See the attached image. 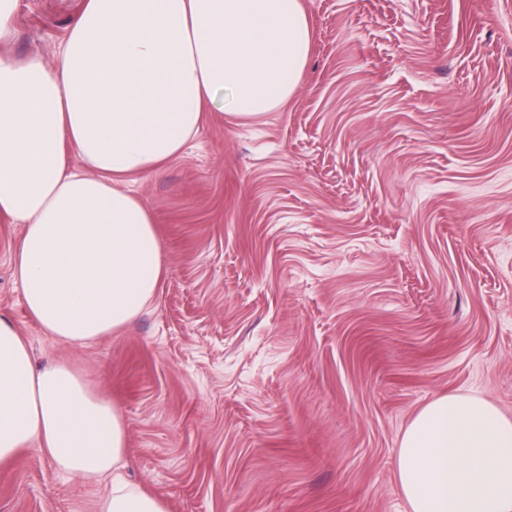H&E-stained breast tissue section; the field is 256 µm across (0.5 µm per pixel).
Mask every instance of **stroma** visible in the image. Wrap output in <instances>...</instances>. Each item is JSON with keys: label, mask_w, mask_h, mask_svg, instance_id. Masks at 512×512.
<instances>
[{"label": "stroma", "mask_w": 512, "mask_h": 512, "mask_svg": "<svg viewBox=\"0 0 512 512\" xmlns=\"http://www.w3.org/2000/svg\"><path fill=\"white\" fill-rule=\"evenodd\" d=\"M302 2L293 94L252 118L207 103L125 182L163 275L119 333L47 336L0 218V315L111 400L122 476L168 512H409L397 456L425 405L512 418V0ZM81 4L19 0L0 51L53 64ZM108 490L35 444L0 466V512H96Z\"/></svg>", "instance_id": "1"}]
</instances>
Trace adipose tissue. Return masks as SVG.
Returning a JSON list of instances; mask_svg holds the SVG:
<instances>
[{"mask_svg": "<svg viewBox=\"0 0 512 512\" xmlns=\"http://www.w3.org/2000/svg\"><path fill=\"white\" fill-rule=\"evenodd\" d=\"M310 49L301 0H84L54 66L0 56V214L24 227L13 277L48 336L86 344L147 307L162 246L124 178L178 155L218 93L241 117L287 100ZM34 443L64 472L111 477L98 512H167L114 476L126 429L111 402L68 363L35 366L2 317L0 464ZM397 477L410 512H512V419L479 396L432 401Z\"/></svg>", "mask_w": 512, "mask_h": 512, "instance_id": "ef3b65f1", "label": "adipose tissue"}]
</instances>
